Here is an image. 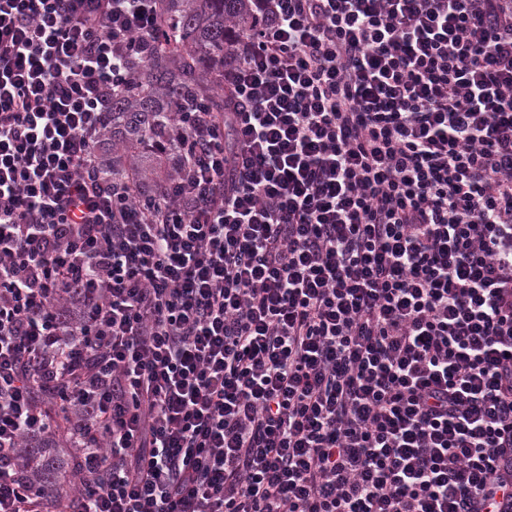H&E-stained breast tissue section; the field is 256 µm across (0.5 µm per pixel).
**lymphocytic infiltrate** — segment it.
Here are the masks:
<instances>
[{
    "label": "lymphocytic infiltrate",
    "mask_w": 512,
    "mask_h": 512,
    "mask_svg": "<svg viewBox=\"0 0 512 512\" xmlns=\"http://www.w3.org/2000/svg\"><path fill=\"white\" fill-rule=\"evenodd\" d=\"M160 0H0V512L512 503V0H258L178 179L101 178ZM46 412L50 420L55 423L56 431L53 435L31 442V446L24 449V455L28 465V474L30 473L41 484L52 486L61 482L66 470L73 468V459L70 458V455L61 448H57L70 424L72 412L60 394L56 396L52 407Z\"/></svg>",
    "instance_id": "obj_1"
}]
</instances>
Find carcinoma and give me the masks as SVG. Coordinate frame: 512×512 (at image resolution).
Segmentation results:
<instances>
[{
    "label": "carcinoma",
    "mask_w": 512,
    "mask_h": 512,
    "mask_svg": "<svg viewBox=\"0 0 512 512\" xmlns=\"http://www.w3.org/2000/svg\"><path fill=\"white\" fill-rule=\"evenodd\" d=\"M257 0H162L161 27L155 37L163 49L138 59L133 81L112 98V129L103 141L109 155L103 168L114 176L147 181L162 147L171 145L179 126L174 113L186 101L207 112L224 111V59L244 35ZM47 414L56 431L24 449L28 473L43 485L61 482L73 468L58 448L72 412L56 396Z\"/></svg>",
    "instance_id": "cac0c4a2"
}]
</instances>
